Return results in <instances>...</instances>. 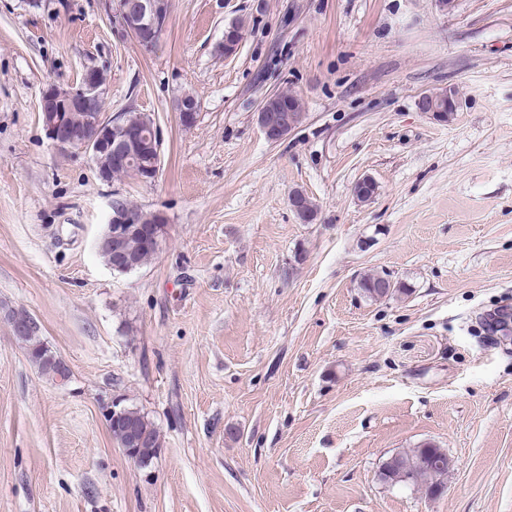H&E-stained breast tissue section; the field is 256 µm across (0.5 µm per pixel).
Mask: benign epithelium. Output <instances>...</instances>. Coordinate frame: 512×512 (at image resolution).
Segmentation results:
<instances>
[{
  "instance_id": "benign-epithelium-1",
  "label": "benign epithelium",
  "mask_w": 512,
  "mask_h": 512,
  "mask_svg": "<svg viewBox=\"0 0 512 512\" xmlns=\"http://www.w3.org/2000/svg\"><path fill=\"white\" fill-rule=\"evenodd\" d=\"M116 14L121 33L134 39L141 47L151 48L163 31L168 17V0H117ZM242 35L233 29L224 32V57L238 52ZM104 81L101 71L89 69L78 85L67 89L49 85L42 90L40 110L48 138L56 145L70 147L87 153L95 163L99 176L111 180L110 158L125 164L133 162L134 149L144 136L143 127L133 125L123 112L107 116L103 112ZM278 100L277 94L266 98L257 112V122L266 140L278 143L297 129L304 113L293 106L280 112L268 111L269 104ZM419 110L433 120L446 123L458 110L455 90L445 88L430 92L418 101ZM181 125L190 127L197 121L196 102L193 96H184L176 104ZM143 220L133 216L122 205L113 206L112 218L96 241V249L112 248L131 236H140L144 247L156 253L160 240L146 236Z\"/></svg>"
}]
</instances>
